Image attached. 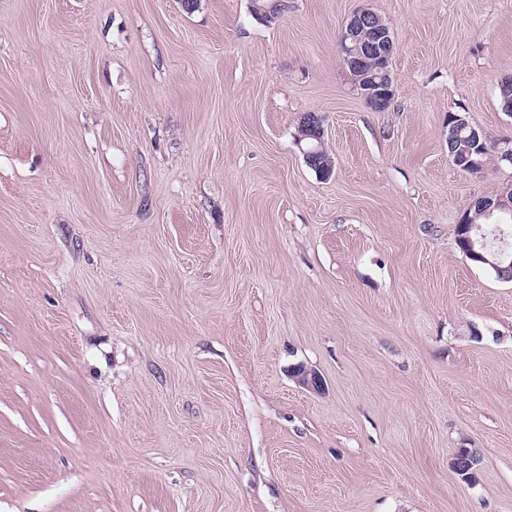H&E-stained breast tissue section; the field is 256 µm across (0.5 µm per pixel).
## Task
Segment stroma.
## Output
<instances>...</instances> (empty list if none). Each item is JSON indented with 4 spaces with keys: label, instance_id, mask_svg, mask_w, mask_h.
I'll return each mask as SVG.
<instances>
[{
    "label": "stroma",
    "instance_id": "35a3bbf8",
    "mask_svg": "<svg viewBox=\"0 0 512 512\" xmlns=\"http://www.w3.org/2000/svg\"><path fill=\"white\" fill-rule=\"evenodd\" d=\"M510 74L512 0H0V512H512V282L454 241L512 168L448 156ZM339 49L345 66L361 73V84L357 87L361 96L373 104L390 103L394 95L393 80L385 68L394 53L390 26L371 9L359 8L341 32ZM365 64L369 66L366 68ZM346 69L354 83H359L360 74ZM374 69L384 72L379 76ZM305 114L309 115L308 122H310L311 128L307 129L306 132L298 137V142L301 144V141L304 138H311L316 140L318 143L315 145L313 140L311 145H308L307 148H302V152L305 158L314 157L319 153V147L321 145L322 138V126H317L321 123L322 118L317 112H306ZM451 117H452V121L449 123V126L451 128V132H450L451 137H455L456 130L459 127H469V131H470V133H469L468 129H464L460 132L459 137L456 139V141H457L456 146L454 147L453 150L451 148L450 141L448 139V154L451 151H453L452 154L455 155V160L458 163L462 164L464 161H467V162L469 161V154L466 150H462L460 153L454 152V151L458 150V148L460 146V142L463 145H467V136L469 135L468 141H470L472 147L474 146L476 148H479L484 143V138H483L482 134L476 128L469 126L465 116L458 115V114H451ZM455 119H457V121H456L457 123L454 121ZM480 140H481V143H480ZM478 145H479V147H477Z\"/></svg>",
    "mask_w": 512,
    "mask_h": 512
}]
</instances>
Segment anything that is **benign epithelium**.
<instances>
[{
	"mask_svg": "<svg viewBox=\"0 0 512 512\" xmlns=\"http://www.w3.org/2000/svg\"><path fill=\"white\" fill-rule=\"evenodd\" d=\"M339 49L345 66L361 73V84L357 90L361 96L373 104H386L393 99L392 76L385 71V65L394 53V42L391 38L390 26L385 24L381 17L369 8L362 7L356 10L344 26L340 39ZM450 136H455L459 127H469L471 145H480L482 134L474 127L468 126L466 117L458 114L452 115ZM458 224L467 229L463 235L465 244L462 250L470 259L490 267L499 266L500 253L488 247L487 243L479 242L468 233L471 226L463 220ZM480 459L466 454L453 457L452 468L462 479L467 480L470 471L479 465Z\"/></svg>",
	"mask_w": 512,
	"mask_h": 512,
	"instance_id": "1",
	"label": "benign epithelium"
}]
</instances>
